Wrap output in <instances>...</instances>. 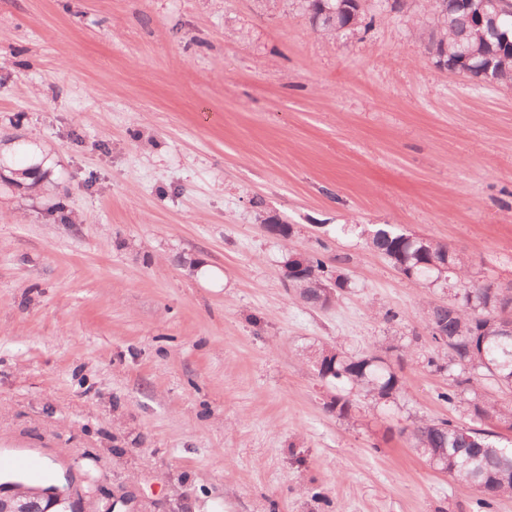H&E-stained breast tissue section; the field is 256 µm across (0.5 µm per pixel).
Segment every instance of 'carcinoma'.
<instances>
[{
	"mask_svg": "<svg viewBox=\"0 0 512 512\" xmlns=\"http://www.w3.org/2000/svg\"><path fill=\"white\" fill-rule=\"evenodd\" d=\"M438 15V29L428 37L436 64L460 63L468 58L466 72L485 81L490 72L494 82L512 83V16L499 19L497 27L479 37L472 28L475 12L461 0H430ZM310 20L327 31L361 26L369 29L374 17L367 16L358 0H307ZM368 247L385 257L409 282L421 285L453 282L445 306L428 304L426 321L430 331L444 324L448 335L432 336L448 349V364L437 369L448 372L444 401L464 398L476 426L450 420H418L408 436L413 449L427 461L448 472L467 491L488 497L512 494V440L480 423L494 419L512 430V410L476 394L487 378L498 386L512 389V336L502 335L504 309L512 307V289L496 288L491 281L469 279L461 256L445 243L413 236L380 224L367 231ZM284 277L295 296L314 308L329 306L328 288L341 294L350 287L339 267L328 264L318 253L289 250ZM310 359L319 379L336 388L328 408L340 418L351 415L350 399L356 389L377 403H386L403 391V383L387 360L374 353L349 354L338 347H318Z\"/></svg>",
	"mask_w": 512,
	"mask_h": 512,
	"instance_id": "carcinoma-1",
	"label": "carcinoma"
}]
</instances>
